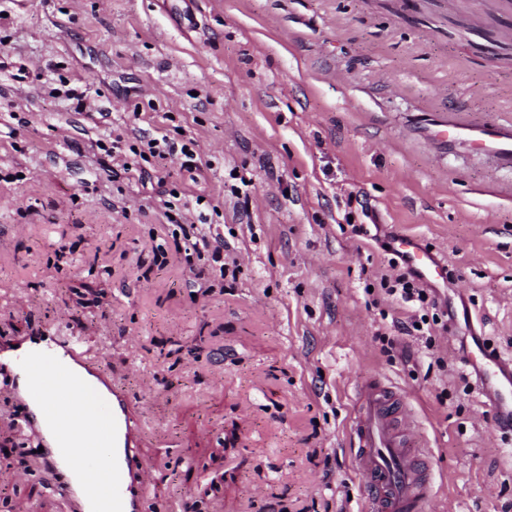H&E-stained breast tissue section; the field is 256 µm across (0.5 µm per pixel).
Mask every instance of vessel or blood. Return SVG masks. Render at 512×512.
I'll list each match as a JSON object with an SVG mask.
<instances>
[{
    "label": "vessel or blood",
    "mask_w": 512,
    "mask_h": 512,
    "mask_svg": "<svg viewBox=\"0 0 512 512\" xmlns=\"http://www.w3.org/2000/svg\"><path fill=\"white\" fill-rule=\"evenodd\" d=\"M465 135L475 149L512 162V129L490 127L470 135L464 127L451 124L440 133L445 140ZM397 243L425 281L447 280V267L416 239L404 236ZM53 361L60 369L51 385L58 400L34 397L27 409L29 422L46 427L43 445L50 461L51 487L69 501L73 512H142L146 488L155 474L137 452L139 419L126 393L100 371L79 338L33 336L14 347L0 345V366L19 376L37 374ZM464 362L478 371L479 389L500 416L511 415L512 358H503L477 338ZM88 394L110 420L107 435L88 428L79 416H63L62 400L77 402ZM412 434L400 394L374 378L358 388L352 435L356 463L370 489L368 512H425L429 478L419 458L407 451Z\"/></svg>",
    "instance_id": "vessel-or-blood-1"
}]
</instances>
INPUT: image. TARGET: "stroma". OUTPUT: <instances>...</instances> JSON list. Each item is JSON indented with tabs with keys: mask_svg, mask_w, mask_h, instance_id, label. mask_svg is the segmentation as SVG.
I'll return each mask as SVG.
<instances>
[{
	"mask_svg": "<svg viewBox=\"0 0 512 512\" xmlns=\"http://www.w3.org/2000/svg\"><path fill=\"white\" fill-rule=\"evenodd\" d=\"M0 342L82 337L127 393L157 478L144 512H363L357 388L401 391L428 512H512V435L459 357L512 358V163L439 125L512 126V12L483 0H0ZM58 63L47 70V61ZM75 76L90 111L47 85ZM106 115H99V108ZM151 124L135 120V111ZM194 138L164 184L101 167L96 140ZM191 190L236 276L196 279L161 222ZM249 220L236 217L238 194ZM374 220L375 233H354ZM448 263L433 343L368 295L381 241ZM395 346L384 351V339ZM444 358L445 368L435 367ZM0 369V512H71Z\"/></svg>",
	"mask_w": 512,
	"mask_h": 512,
	"instance_id": "stroma-1",
	"label": "stroma"
}]
</instances>
